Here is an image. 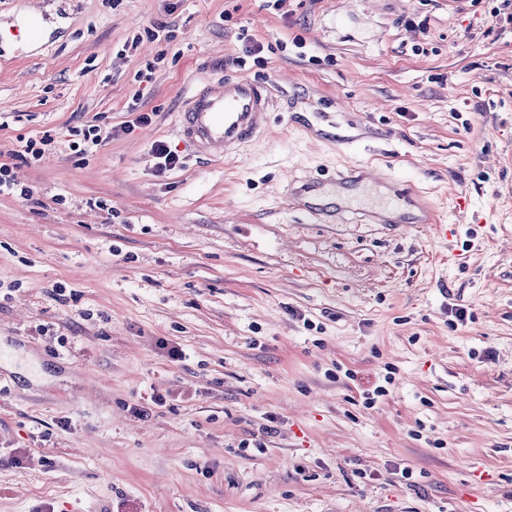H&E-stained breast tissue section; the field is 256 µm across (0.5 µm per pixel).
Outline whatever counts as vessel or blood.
I'll return each instance as SVG.
<instances>
[{
  "instance_id": "1",
  "label": "vessel or blood",
  "mask_w": 512,
  "mask_h": 512,
  "mask_svg": "<svg viewBox=\"0 0 512 512\" xmlns=\"http://www.w3.org/2000/svg\"><path fill=\"white\" fill-rule=\"evenodd\" d=\"M271 106L264 83L248 78H223L198 86L176 121L178 136L198 155L223 158L237 153L249 140L263 132ZM317 178L302 183L293 194L294 203L311 216L327 214L326 201L317 199ZM400 224H435L430 205L421 204L410 191L392 201Z\"/></svg>"
}]
</instances>
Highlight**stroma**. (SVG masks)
<instances>
[{"label":"stroma","instance_id":"obj_1","mask_svg":"<svg viewBox=\"0 0 512 512\" xmlns=\"http://www.w3.org/2000/svg\"><path fill=\"white\" fill-rule=\"evenodd\" d=\"M501 7L0 0V167L33 190L0 194V512H512ZM226 76L273 106L213 161L175 115ZM93 124L114 138L77 154ZM157 140L181 162L162 176ZM357 165L408 181L447 236L363 222L379 188L323 222L286 206Z\"/></svg>","mask_w":512,"mask_h":512}]
</instances>
